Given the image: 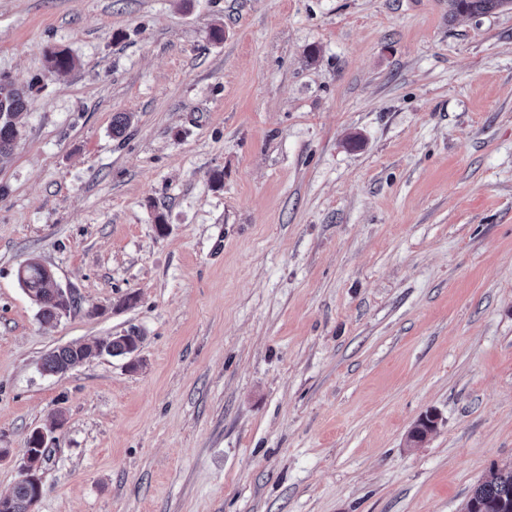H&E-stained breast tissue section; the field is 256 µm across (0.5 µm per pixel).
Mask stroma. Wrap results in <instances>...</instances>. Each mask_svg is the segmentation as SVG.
Instances as JSON below:
<instances>
[{
    "instance_id": "1",
    "label": "stroma",
    "mask_w": 512,
    "mask_h": 512,
    "mask_svg": "<svg viewBox=\"0 0 512 512\" xmlns=\"http://www.w3.org/2000/svg\"><path fill=\"white\" fill-rule=\"evenodd\" d=\"M0 81V496L37 429L34 512H463L512 466V9L0 0ZM4 101L1 100L0 108V155L12 150L22 138L20 118L26 109L24 93L12 86L4 96ZM43 264L30 260L17 270L19 286L23 288L39 306L43 320H54L61 305L56 281ZM141 336L127 333L96 340L93 345L64 346L51 352L42 363V370L50 374L63 373L83 362L102 356H131L139 348Z\"/></svg>"
}]
</instances>
